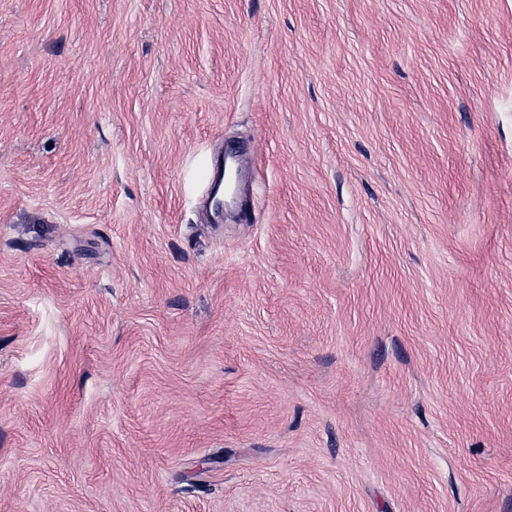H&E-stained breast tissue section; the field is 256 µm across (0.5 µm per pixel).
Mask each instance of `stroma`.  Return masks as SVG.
Instances as JSON below:
<instances>
[{"instance_id": "35a3bbf8", "label": "stroma", "mask_w": 512, "mask_h": 512, "mask_svg": "<svg viewBox=\"0 0 512 512\" xmlns=\"http://www.w3.org/2000/svg\"><path fill=\"white\" fill-rule=\"evenodd\" d=\"M0 512H512V0H0Z\"/></svg>"}]
</instances>
